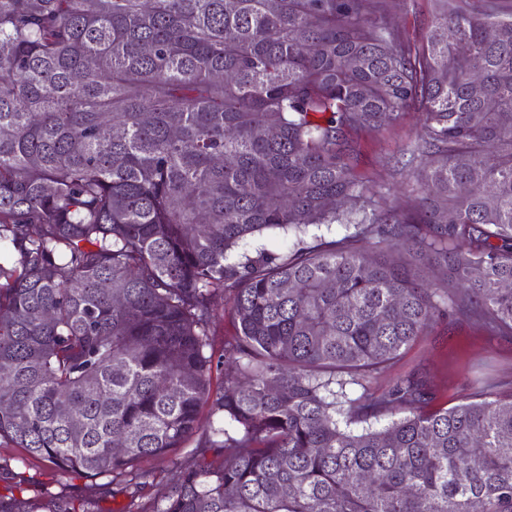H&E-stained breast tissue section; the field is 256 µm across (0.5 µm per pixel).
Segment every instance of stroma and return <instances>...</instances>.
I'll return each mask as SVG.
<instances>
[{"label":"stroma","instance_id":"35a3bbf8","mask_svg":"<svg viewBox=\"0 0 512 512\" xmlns=\"http://www.w3.org/2000/svg\"><path fill=\"white\" fill-rule=\"evenodd\" d=\"M433 0H388V16L404 38L420 44L432 20ZM422 115L408 112L394 125L377 132L359 133L355 171L368 185L380 191L391 205L414 212L416 200L402 187L404 180L394 166L395 157L413 145ZM416 373L431 382L437 405L449 407L481 388L500 390L512 385V336H493L473 316L457 314L441 318L434 329L410 347L404 357L373 384L389 387L398 379ZM192 448L178 450L172 462L143 460L152 473L144 488L125 489L108 478L91 480L65 474L48 462L28 456L23 449L0 446V494L25 490L27 495L69 500L74 505L92 502L96 512H129L148 508L166 492L173 477V463L194 462Z\"/></svg>","mask_w":512,"mask_h":512}]
</instances>
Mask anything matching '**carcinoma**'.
I'll use <instances>...</instances> for the list:
<instances>
[{"label":"carcinoma","instance_id":"carcinoma-1","mask_svg":"<svg viewBox=\"0 0 512 512\" xmlns=\"http://www.w3.org/2000/svg\"><path fill=\"white\" fill-rule=\"evenodd\" d=\"M383 4L0 0V443L137 487L224 449L151 512H512V388L371 390L446 313L512 335V0L420 47ZM411 110L407 215L351 135ZM193 442L188 443V448H181L175 454L172 455V459L178 463H197L206 464L210 462L222 461L224 459V449L222 448H211L206 452L205 457H197L193 455Z\"/></svg>","mask_w":512,"mask_h":512}]
</instances>
